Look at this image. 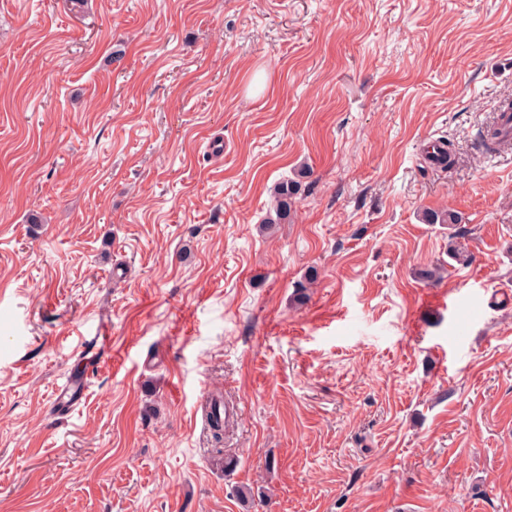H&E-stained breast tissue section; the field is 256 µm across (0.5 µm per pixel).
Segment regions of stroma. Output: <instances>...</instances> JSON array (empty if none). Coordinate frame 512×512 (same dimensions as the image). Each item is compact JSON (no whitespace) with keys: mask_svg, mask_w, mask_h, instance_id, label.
I'll return each mask as SVG.
<instances>
[{"mask_svg":"<svg viewBox=\"0 0 512 512\" xmlns=\"http://www.w3.org/2000/svg\"><path fill=\"white\" fill-rule=\"evenodd\" d=\"M505 100L512 0H0V512H512ZM298 193V184L295 180L286 179L278 182L273 188V210L275 218H271L267 224L290 223L295 203V197ZM86 390V384L76 385L71 379L57 385L53 392V402L60 408L74 409L82 400Z\"/></svg>","mask_w":512,"mask_h":512,"instance_id":"1","label":"stroma"}]
</instances>
